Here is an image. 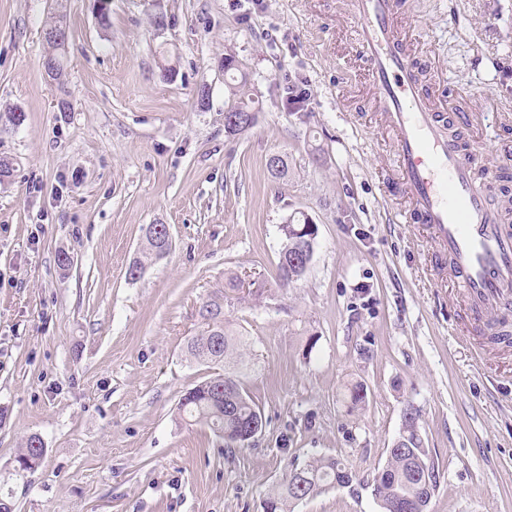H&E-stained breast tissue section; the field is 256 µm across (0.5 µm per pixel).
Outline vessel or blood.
Returning a JSON list of instances; mask_svg holds the SVG:
<instances>
[{"label":"vessel or blood","instance_id":"b4317fda","mask_svg":"<svg viewBox=\"0 0 512 512\" xmlns=\"http://www.w3.org/2000/svg\"><path fill=\"white\" fill-rule=\"evenodd\" d=\"M358 22L369 88L386 115L398 155V180L410 218L426 225L438 260L473 311L490 316L512 310V227L488 200L472 161L446 135V124L472 125L473 94L464 91L440 117L410 63V38L399 0H349Z\"/></svg>","mask_w":512,"mask_h":512}]
</instances>
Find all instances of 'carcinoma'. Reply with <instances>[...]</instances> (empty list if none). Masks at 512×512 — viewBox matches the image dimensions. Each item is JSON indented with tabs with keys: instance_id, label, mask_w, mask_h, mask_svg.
<instances>
[{
	"instance_id": "carcinoma-1",
	"label": "carcinoma",
	"mask_w": 512,
	"mask_h": 512,
	"mask_svg": "<svg viewBox=\"0 0 512 512\" xmlns=\"http://www.w3.org/2000/svg\"><path fill=\"white\" fill-rule=\"evenodd\" d=\"M238 72L235 58L224 57V73L230 75L227 84L230 95L235 98L232 106L257 113L254 101L247 95V76ZM309 223L304 213L290 215L280 225L282 247L279 258L288 256L298 243L305 241L317 231L306 232ZM171 247L164 244L161 232L143 234L139 256L129 265L128 276L144 274L146 269L169 254ZM199 316L206 328L187 341L188 356L197 361L224 369L196 384L180 401L178 412L182 420L208 427L224 447L232 448L243 443V432L261 415L260 410L247 393L244 380L253 371L254 362L249 354L248 339L233 332L224 318V294H215L202 303ZM419 414L403 421L399 436L409 443L407 448H389L382 468L373 478L372 491L379 499L380 512H392L397 500L416 504L423 497H433L438 487V472L428 458L418 425ZM46 454L43 438L38 433L24 437L17 450L15 461L19 469L34 472ZM358 479L340 460L333 457L317 458L309 464L294 468L286 474L283 482L267 496L273 505L272 512H294L301 502L298 492L311 497L327 487H354Z\"/></svg>"
}]
</instances>
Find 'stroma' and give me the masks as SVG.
Returning a JSON list of instances; mask_svg holds the SVG:
<instances>
[{
	"label": "stroma",
	"instance_id": "1",
	"mask_svg": "<svg viewBox=\"0 0 512 512\" xmlns=\"http://www.w3.org/2000/svg\"><path fill=\"white\" fill-rule=\"evenodd\" d=\"M401 9L436 103L467 84L496 123L459 134L480 167L512 175V0ZM60 14L61 88L41 66L42 30ZM228 54L259 113L236 137L224 131ZM301 82L310 97L299 107L287 98ZM367 89L346 0H112L105 25L95 0H0V123L24 114L0 135L14 164L0 183L7 512H263L291 465L321 456L361 484L295 512H379L371 483L410 406L440 474L431 512H512V352L436 277L427 228L402 220L406 200L387 183L393 142ZM275 152L287 180L266 169ZM298 211L317 226L315 251L282 288L279 226ZM160 223L171 253L129 280L143 227ZM62 250L74 258L66 270ZM236 275L254 280L253 295L225 291ZM218 291L251 342L245 388L264 421L231 449L178 416L210 373L186 342ZM356 383L366 399L351 410ZM32 432L47 452L29 474L15 455Z\"/></svg>",
	"mask_w": 512,
	"mask_h": 512
}]
</instances>
